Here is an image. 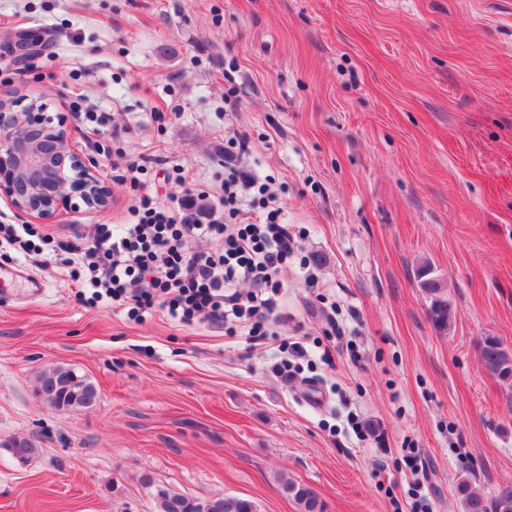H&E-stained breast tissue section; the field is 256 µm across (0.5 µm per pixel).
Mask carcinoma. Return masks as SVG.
<instances>
[{
	"label": "carcinoma",
	"instance_id": "carcinoma-1",
	"mask_svg": "<svg viewBox=\"0 0 512 512\" xmlns=\"http://www.w3.org/2000/svg\"><path fill=\"white\" fill-rule=\"evenodd\" d=\"M429 265L419 267L417 277L420 287L431 299L429 314L435 328L446 331L452 324V310L445 297V289L431 277ZM479 356L484 369L497 379L512 384V348L504 346L495 336H486L478 342ZM37 395L57 411L73 408L90 409L98 405L100 396L94 383L78 375L73 369L56 366L46 369L37 377ZM7 450L20 462H26L37 452L27 439H13ZM140 483L153 489L157 512H257L254 502L237 496H224L207 500L191 498L155 484L147 472L139 477ZM281 490L298 505L299 512H325V504L310 486L294 482L281 475ZM465 512H512V491H505L492 498L474 492L470 484L462 481L457 486Z\"/></svg>",
	"mask_w": 512,
	"mask_h": 512
}]
</instances>
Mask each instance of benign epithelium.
Here are the masks:
<instances>
[{"instance_id": "7a95c632", "label": "benign epithelium", "mask_w": 512, "mask_h": 512, "mask_svg": "<svg viewBox=\"0 0 512 512\" xmlns=\"http://www.w3.org/2000/svg\"><path fill=\"white\" fill-rule=\"evenodd\" d=\"M44 45L24 32L15 34V62H25ZM0 191L19 211L49 220L63 207L106 205L111 186L40 108L22 98H0Z\"/></svg>"}]
</instances>
